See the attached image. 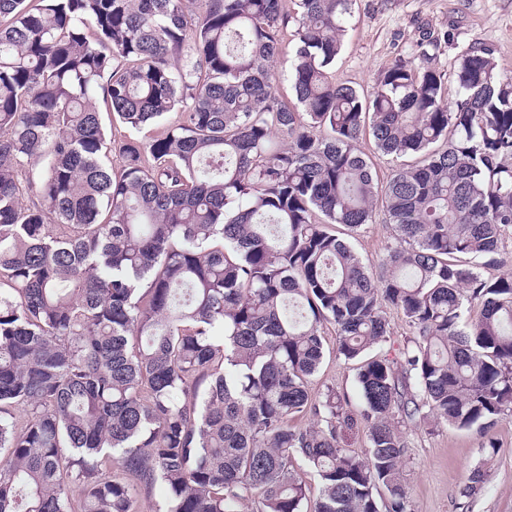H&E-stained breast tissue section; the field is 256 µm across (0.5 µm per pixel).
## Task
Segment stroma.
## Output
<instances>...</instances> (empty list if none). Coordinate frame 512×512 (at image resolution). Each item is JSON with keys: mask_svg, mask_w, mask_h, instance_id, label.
<instances>
[{"mask_svg": "<svg viewBox=\"0 0 512 512\" xmlns=\"http://www.w3.org/2000/svg\"><path fill=\"white\" fill-rule=\"evenodd\" d=\"M436 42L422 46L424 33ZM490 49L503 77L512 78V0H353L336 78L360 94H372L399 59L429 61L444 81L448 100H456L454 72L472 48ZM368 268H375L393 239L392 225L376 221L358 232L337 228ZM325 356L311 379L312 394L334 388L350 410H358L357 365L337 352L334 326L325 328ZM403 464L407 512H512V416L499 421L492 438L477 430L406 424ZM484 474L474 492H466L474 470Z\"/></svg>", "mask_w": 512, "mask_h": 512, "instance_id": "35a3bbf8", "label": "stroma"}]
</instances>
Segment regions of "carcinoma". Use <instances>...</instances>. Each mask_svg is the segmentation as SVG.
Here are the masks:
<instances>
[{
	"label": "carcinoma",
	"mask_w": 512,
	"mask_h": 512,
	"mask_svg": "<svg viewBox=\"0 0 512 512\" xmlns=\"http://www.w3.org/2000/svg\"><path fill=\"white\" fill-rule=\"evenodd\" d=\"M298 2L290 104L283 0H0V512H138L158 484L160 512H307L298 458L313 512L380 488L407 512L399 421L512 415V273H483L512 233V81L475 48L452 105L402 59L362 97L332 73L351 0ZM100 100L131 132L177 120L114 148ZM368 135L420 155L381 192ZM378 208L370 272L333 226ZM386 305L398 359L370 354ZM326 323L356 416L309 391ZM386 316L390 323V334L384 342L374 347L372 355H386L388 358H399V354L406 346L407 338L411 335L410 328L405 322L404 317L393 308L385 309Z\"/></svg>",
	"instance_id": "obj_1"
}]
</instances>
